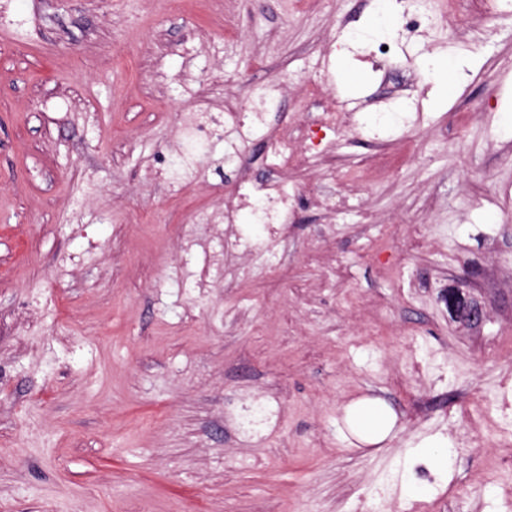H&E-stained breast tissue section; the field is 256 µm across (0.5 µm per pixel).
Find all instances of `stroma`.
Instances as JSON below:
<instances>
[{
  "mask_svg": "<svg viewBox=\"0 0 512 512\" xmlns=\"http://www.w3.org/2000/svg\"><path fill=\"white\" fill-rule=\"evenodd\" d=\"M0 0V512H503L512 501V0ZM427 17L411 36L404 16ZM242 33L224 40V15ZM391 36L387 59L354 42ZM345 55L363 73L344 82ZM464 57L442 96L426 58ZM316 109L398 98L382 127L415 159L380 184L343 180L371 142L338 141L331 189L348 210L303 207L281 261L229 258L198 287L182 253L193 212L233 188L210 146L196 189L149 180L154 157L190 171L188 108L222 109L250 83L283 84L273 121L311 69ZM460 291L473 324L444 300ZM384 399L396 439L338 431L352 399ZM453 445L448 474L418 454Z\"/></svg>",
  "mask_w": 512,
  "mask_h": 512,
  "instance_id": "stroma-1",
  "label": "stroma"
}]
</instances>
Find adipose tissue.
<instances>
[{"label":"adipose tissue","instance_id":"adipose-tissue-1","mask_svg":"<svg viewBox=\"0 0 512 512\" xmlns=\"http://www.w3.org/2000/svg\"><path fill=\"white\" fill-rule=\"evenodd\" d=\"M343 428L365 445H379L395 437L398 416L382 399L363 396L342 408Z\"/></svg>","mask_w":512,"mask_h":512}]
</instances>
